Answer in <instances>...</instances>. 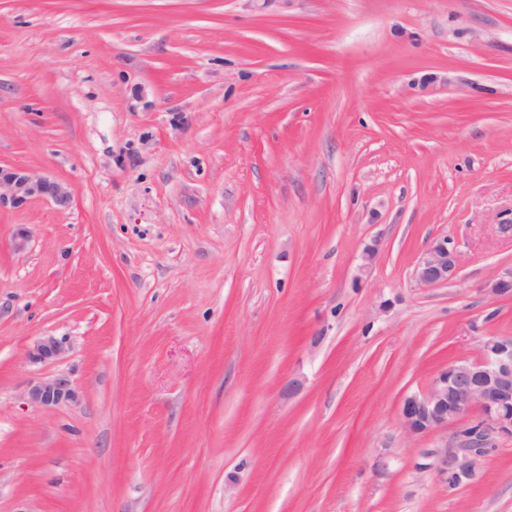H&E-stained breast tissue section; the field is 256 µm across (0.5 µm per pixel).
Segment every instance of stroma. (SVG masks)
I'll return each mask as SVG.
<instances>
[{"mask_svg": "<svg viewBox=\"0 0 512 512\" xmlns=\"http://www.w3.org/2000/svg\"><path fill=\"white\" fill-rule=\"evenodd\" d=\"M0 163V512H512L399 413L512 335V0H0ZM33 200L48 201L60 210L74 202L70 187L62 181L33 169L0 165V211L20 209ZM460 254L448 237L433 240L418 258L414 276L423 286L448 283L458 273ZM64 351L62 344L53 337H43L37 340L28 350L32 360L46 361L57 359ZM29 401L36 406L53 407L74 399L71 381L65 376L38 382L28 391Z\"/></svg>", "mask_w": 512, "mask_h": 512, "instance_id": "obj_1", "label": "stroma"}]
</instances>
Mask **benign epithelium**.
<instances>
[{
    "label": "benign epithelium",
    "instance_id": "obj_1",
    "mask_svg": "<svg viewBox=\"0 0 512 512\" xmlns=\"http://www.w3.org/2000/svg\"><path fill=\"white\" fill-rule=\"evenodd\" d=\"M33 200L48 201L65 210L72 207L74 194L65 183L47 174L0 165V210L20 209ZM459 267L457 247L443 237L433 240L418 258L414 276L419 284L431 286L452 280ZM63 351L62 344L48 336L34 343L28 357L53 360ZM28 397L36 406L53 407L73 400L74 391L71 381L59 376L31 386ZM474 405L479 406L481 416L460 430L457 451H443L437 456L439 473L453 486L477 478L490 436H512V336H488L477 357L449 363L428 393L404 399L400 415L406 431L420 435L459 421Z\"/></svg>",
    "mask_w": 512,
    "mask_h": 512
}]
</instances>
